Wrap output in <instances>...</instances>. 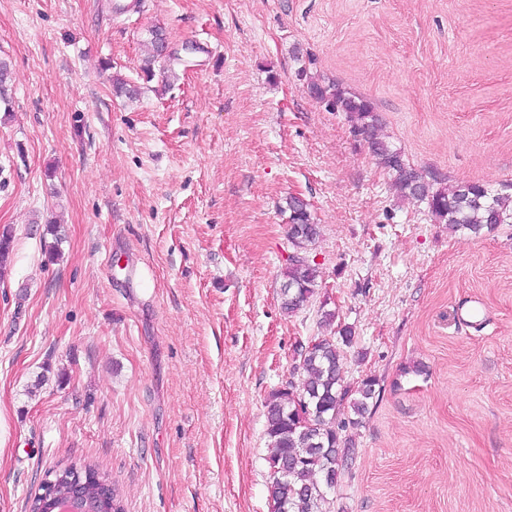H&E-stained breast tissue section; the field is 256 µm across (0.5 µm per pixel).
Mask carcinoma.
I'll list each match as a JSON object with an SVG mask.
<instances>
[{
    "mask_svg": "<svg viewBox=\"0 0 512 512\" xmlns=\"http://www.w3.org/2000/svg\"><path fill=\"white\" fill-rule=\"evenodd\" d=\"M152 55L143 71L151 73L152 65L175 73V63L164 59V31H150ZM308 87L313 96L334 112H346L354 122V130L363 136L378 164L394 179L401 196L424 202L435 220L448 225V231H466L473 235L512 219V183L497 191L483 184L472 183L469 191L463 184L437 187L420 171L407 163L401 152L377 137L378 117L371 103L352 95L334 84L311 80ZM289 211L288 237L297 252L308 249L320 236L308 205L295 196L287 200ZM286 288L280 293L281 309L291 315L304 306L318 286L319 271L306 257L288 258L283 272ZM352 330L343 327L336 336H323L312 347L297 350L295 371L301 384L289 383L287 390H273L266 401V435L270 453L268 497L278 512H329V492L341 474L352 464L355 448L352 439L342 436L349 427H357L369 411L376 393L377 381L366 378L356 389L357 397L349 398L350 390L342 385L341 346L352 344ZM308 404L310 424H297L293 399ZM92 512H125L120 488L112 485L111 503L106 507L87 500Z\"/></svg>",
    "mask_w": 512,
    "mask_h": 512,
    "instance_id": "1",
    "label": "carcinoma"
}]
</instances>
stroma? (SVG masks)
<instances>
[{
    "label": "stroma",
    "instance_id": "obj_1",
    "mask_svg": "<svg viewBox=\"0 0 512 512\" xmlns=\"http://www.w3.org/2000/svg\"><path fill=\"white\" fill-rule=\"evenodd\" d=\"M132 2L0 0V512L85 462L126 512H270L265 402L327 311L344 386L378 381L333 512H512V223L449 233L308 89L369 100L428 179L499 189L512 0ZM155 26L196 47L176 77L140 69ZM295 195L320 277L289 316ZM286 203L289 211L288 237L293 247L300 254L315 244L320 236V227L312 221L308 205L305 202L291 196Z\"/></svg>",
    "mask_w": 512,
    "mask_h": 512
}]
</instances>
